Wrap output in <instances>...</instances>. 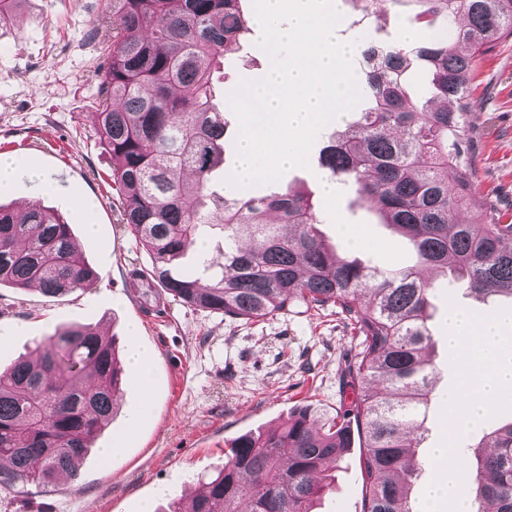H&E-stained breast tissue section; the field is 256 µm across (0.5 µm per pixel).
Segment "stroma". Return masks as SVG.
<instances>
[{
	"label": "stroma",
	"instance_id": "35a3bbf8",
	"mask_svg": "<svg viewBox=\"0 0 512 512\" xmlns=\"http://www.w3.org/2000/svg\"><path fill=\"white\" fill-rule=\"evenodd\" d=\"M104 8L105 0H15L0 21V157L16 168L14 181L0 188V204L39 203L66 214L83 256L99 274L93 286L57 297L1 286L0 367L8 368L55 329L90 321L123 348L130 327H137L140 344L151 353L150 380L128 374L112 419L81 461L76 481L59 477L29 497L0 489V512H164L175 497L223 467L224 453L239 435L274 428L304 404L329 418L353 399L340 380L359 346L336 313L296 307L245 323L165 293L146 297L131 285L132 270L149 265L150 258L116 222L118 201L104 183L112 160L99 144L90 107L107 58L89 32ZM420 10L418 0H388L378 18L366 19L355 0H343L338 32L359 44L417 45L444 24L439 16L432 25L420 24ZM258 42L251 37L227 55L223 96L241 81L264 78L268 55ZM469 94L465 134L474 192L500 223L512 224V40L477 63ZM318 155L311 149L308 167L289 169L276 184L250 186V194H269L288 183L308 189L322 236L338 255L382 270L414 265L411 245L382 224L376 209L355 202L346 188L335 198L323 196L327 173ZM354 231L363 235L362 244H353ZM432 303L438 397L419 450L415 505L432 478V449L464 448L499 423L498 413L487 414L457 438L441 401L460 378V355L445 340L449 307L490 313L497 301H477L453 280L441 279ZM108 445L114 453L106 463L99 450ZM358 454L351 448L331 472L332 486L316 512H362Z\"/></svg>",
	"mask_w": 512,
	"mask_h": 512
}]
</instances>
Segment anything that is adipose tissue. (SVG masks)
Instances as JSON below:
<instances>
[{
	"mask_svg": "<svg viewBox=\"0 0 512 512\" xmlns=\"http://www.w3.org/2000/svg\"><path fill=\"white\" fill-rule=\"evenodd\" d=\"M447 324L449 347L463 353L461 384L448 402V412L457 434L461 435L470 424L495 409L503 387L512 386V364L496 359L501 333L505 327L512 326V312L477 316L452 308L448 311ZM449 459V448L435 449L431 460L434 479L422 512H436L437 503L450 495L457 500L456 512H474L459 485L448 479Z\"/></svg>",
	"mask_w": 512,
	"mask_h": 512,
	"instance_id": "1",
	"label": "adipose tissue"
}]
</instances>
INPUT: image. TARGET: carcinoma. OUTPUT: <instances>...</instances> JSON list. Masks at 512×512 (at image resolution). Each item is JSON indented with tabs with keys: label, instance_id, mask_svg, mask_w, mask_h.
<instances>
[{
	"label": "carcinoma",
	"instance_id": "1",
	"mask_svg": "<svg viewBox=\"0 0 512 512\" xmlns=\"http://www.w3.org/2000/svg\"><path fill=\"white\" fill-rule=\"evenodd\" d=\"M242 0H107L109 64L90 102L112 157L108 187L116 221L151 257L134 285L247 323L289 308H336L360 349L347 366L354 398L318 424L304 405L281 425L236 438L224 467L168 512H313L325 465L359 440L367 493L362 512H413L422 424L434 399L432 288L453 275L478 299L512 307V224H500L473 190L463 144L476 62L512 38V0H418L419 20L445 25L407 48L365 44L371 106L328 137L319 161L382 223L413 245L414 266L381 271L336 255L322 238L310 193L288 185L248 199L212 190L229 122L217 109L216 73L229 47L252 30ZM432 75L429 98L405 90L413 64ZM224 241L222 273L184 259L203 234ZM98 277L74 249L71 227L41 206L0 205V286H37L48 296ZM91 382L79 387L75 378ZM124 368L116 341L90 323L55 331L0 371V487L19 495L78 465L109 423ZM464 490L476 512H512V411L462 450Z\"/></svg>",
	"mask_w": 512,
	"mask_h": 512
}]
</instances>
